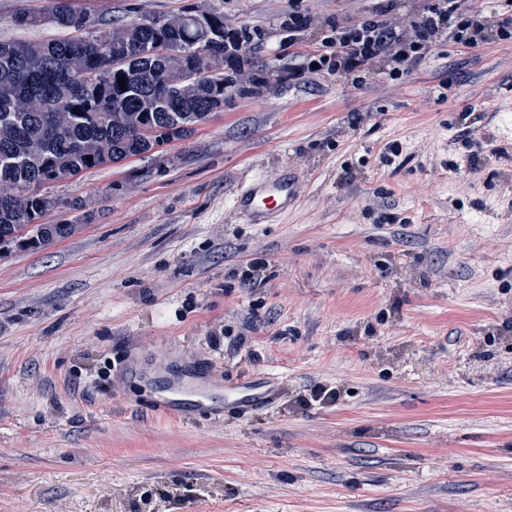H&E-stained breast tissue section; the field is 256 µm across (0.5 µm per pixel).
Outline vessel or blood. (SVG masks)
<instances>
[{"instance_id":"b4317fda","label":"vessel or blood","mask_w":512,"mask_h":512,"mask_svg":"<svg viewBox=\"0 0 512 512\" xmlns=\"http://www.w3.org/2000/svg\"><path fill=\"white\" fill-rule=\"evenodd\" d=\"M300 176L292 168H282L274 175H256L238 188L232 197V210L247 224H273L298 202ZM158 372H178L180 379L161 391L152 401L156 413L188 421L197 416L223 417L226 409L245 414L272 404L282 385L272 378L243 379L225 386L218 385L212 366L198 360L175 366L164 353L154 356Z\"/></svg>"}]
</instances>
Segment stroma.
<instances>
[{"label": "stroma", "instance_id": "1", "mask_svg": "<svg viewBox=\"0 0 512 512\" xmlns=\"http://www.w3.org/2000/svg\"><path fill=\"white\" fill-rule=\"evenodd\" d=\"M55 2L0 0V38L55 37L12 24ZM72 3L224 13L273 72L184 139L44 186L66 202L44 223L77 229L0 257V512H512V43L353 91L287 81L319 44H289L288 0ZM285 165L300 202L241 223L236 188ZM242 316L246 341L221 337ZM158 350L281 396L185 425L112 381Z\"/></svg>", "mask_w": 512, "mask_h": 512}]
</instances>
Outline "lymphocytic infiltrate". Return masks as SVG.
Segmentation results:
<instances>
[{
    "label": "lymphocytic infiltrate",
    "instance_id": "lymphocytic-infiltrate-1",
    "mask_svg": "<svg viewBox=\"0 0 512 512\" xmlns=\"http://www.w3.org/2000/svg\"><path fill=\"white\" fill-rule=\"evenodd\" d=\"M411 13L397 11L395 0H382L372 14L340 12L330 21L317 50L304 57L289 79L316 72L336 75L357 89L373 76L401 81L408 69L429 58L442 42L477 48L491 41H512V8L495 15L463 7L462 0H417ZM254 34L224 27L226 90L231 97L250 95L264 85L268 72L246 76L253 66Z\"/></svg>",
    "mask_w": 512,
    "mask_h": 512
}]
</instances>
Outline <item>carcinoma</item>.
<instances>
[{"instance_id": "carcinoma-1", "label": "carcinoma", "mask_w": 512, "mask_h": 512, "mask_svg": "<svg viewBox=\"0 0 512 512\" xmlns=\"http://www.w3.org/2000/svg\"><path fill=\"white\" fill-rule=\"evenodd\" d=\"M198 14L91 25L57 0L48 21L64 36L0 39V250L75 229L41 223L60 200L30 187L149 153L166 141L162 117L176 140L211 117L224 97V14Z\"/></svg>"}]
</instances>
